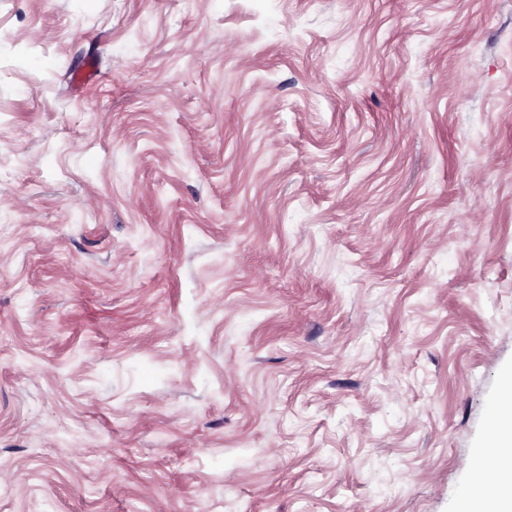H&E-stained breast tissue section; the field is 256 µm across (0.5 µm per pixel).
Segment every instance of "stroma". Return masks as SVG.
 Segmentation results:
<instances>
[{"instance_id": "35a3bbf8", "label": "stroma", "mask_w": 512, "mask_h": 512, "mask_svg": "<svg viewBox=\"0 0 512 512\" xmlns=\"http://www.w3.org/2000/svg\"><path fill=\"white\" fill-rule=\"evenodd\" d=\"M511 368L512 0H0V512H459Z\"/></svg>"}]
</instances>
